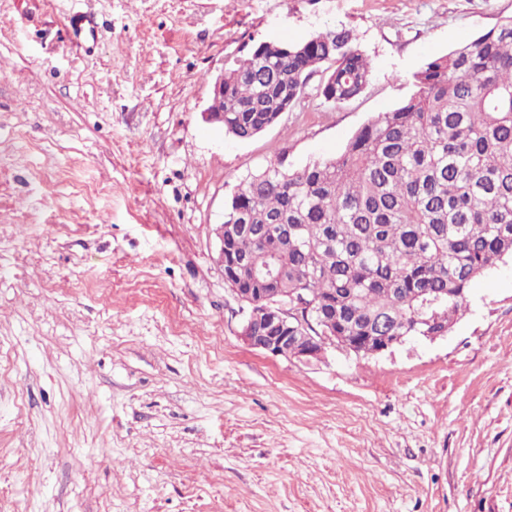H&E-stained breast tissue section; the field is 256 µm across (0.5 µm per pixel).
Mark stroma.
Listing matches in <instances>:
<instances>
[{
  "instance_id": "35a3bbf8",
  "label": "stroma",
  "mask_w": 512,
  "mask_h": 512,
  "mask_svg": "<svg viewBox=\"0 0 512 512\" xmlns=\"http://www.w3.org/2000/svg\"><path fill=\"white\" fill-rule=\"evenodd\" d=\"M93 39L78 47L68 19ZM512 0H0V512H512V260L447 336L303 363L241 340L216 229L339 154ZM353 29L373 75L249 140L202 116L259 41Z\"/></svg>"
}]
</instances>
